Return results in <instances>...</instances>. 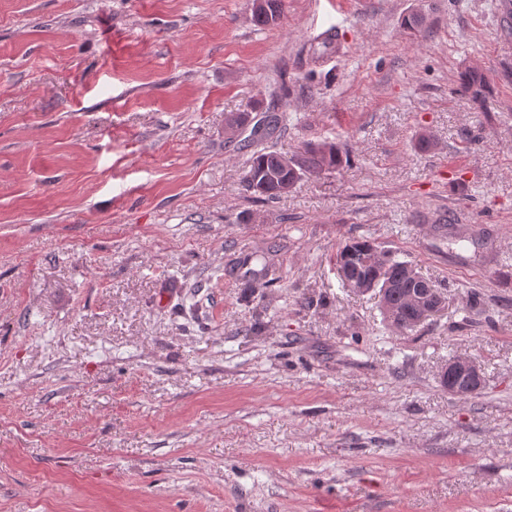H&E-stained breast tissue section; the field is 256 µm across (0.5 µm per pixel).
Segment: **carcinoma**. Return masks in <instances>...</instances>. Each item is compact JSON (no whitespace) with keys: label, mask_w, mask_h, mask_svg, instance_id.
<instances>
[{"label":"carcinoma","mask_w":512,"mask_h":512,"mask_svg":"<svg viewBox=\"0 0 512 512\" xmlns=\"http://www.w3.org/2000/svg\"><path fill=\"white\" fill-rule=\"evenodd\" d=\"M266 5L265 10L254 11L255 22L263 26L278 21L282 0H266ZM485 86L479 70L470 68L461 73V90L469 94L474 103H482ZM345 156H349V151L332 144H308L300 154L291 158L274 151H257L245 172V186L249 191L273 199L287 193L304 177L340 167ZM407 266L408 263L392 258L366 239L352 240L336 253V270L343 286H348L352 280L363 283L368 289L378 290L380 304L398 315L397 330L402 332L412 331L417 326L413 308L407 304L408 295L417 291L413 279L408 276Z\"/></svg>","instance_id":"obj_1"}]
</instances>
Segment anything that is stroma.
Listing matches in <instances>:
<instances>
[{
    "label": "stroma",
    "mask_w": 512,
    "mask_h": 512,
    "mask_svg": "<svg viewBox=\"0 0 512 512\" xmlns=\"http://www.w3.org/2000/svg\"><path fill=\"white\" fill-rule=\"evenodd\" d=\"M501 2L0 0V512H512ZM269 112L348 163L250 194L226 131ZM355 237L444 309L391 328ZM461 90L470 95L472 101L481 104L484 98L485 79L483 74L474 68H470L461 73ZM448 393L467 397L478 393L484 386V377L479 363L469 357L453 358L440 374Z\"/></svg>",
    "instance_id": "35a3bbf8"
}]
</instances>
